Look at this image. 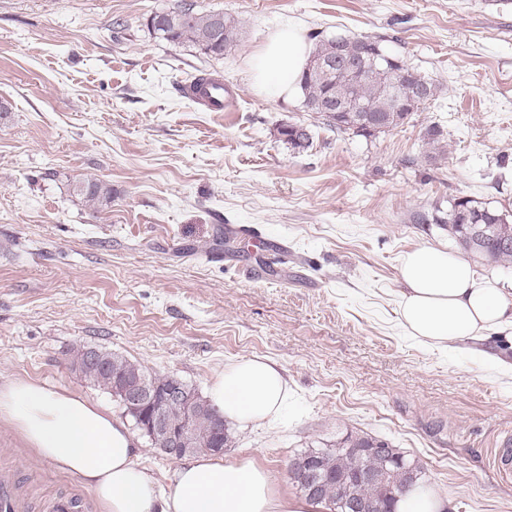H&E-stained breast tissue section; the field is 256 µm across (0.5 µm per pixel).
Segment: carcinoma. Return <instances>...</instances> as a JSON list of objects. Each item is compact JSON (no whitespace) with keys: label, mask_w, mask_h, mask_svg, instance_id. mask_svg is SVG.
<instances>
[{"label":"carcinoma","mask_w":512,"mask_h":512,"mask_svg":"<svg viewBox=\"0 0 512 512\" xmlns=\"http://www.w3.org/2000/svg\"><path fill=\"white\" fill-rule=\"evenodd\" d=\"M148 26L169 44L188 43L212 57L224 56V51L239 35L237 20L222 12L198 11L191 3L154 13ZM299 85L308 111L338 131H350L366 139L404 125L439 91L435 82L419 75L399 57L388 54L380 39L340 33L313 44ZM279 134L298 151L312 143L311 130L302 124L283 126ZM75 192L92 204L112 200V189L96 180L80 182ZM417 221L446 225L449 235L464 250L496 264H512V219L488 203L458 197L450 202L448 212L437 208L431 214H419ZM99 355L102 364L90 363L86 360V348L80 346L70 350L68 362L85 380L111 393L135 427L151 420L158 412L164 413L174 425L183 422L186 406L162 401L173 376L153 374L139 362L106 350H99ZM115 377L145 378L155 384L156 399L146 405L126 404L113 389ZM187 391L200 409L187 442V454L231 447L224 417L195 389L189 386ZM368 447L369 439L348 436L334 449H311L295 458L298 462L315 457L321 466L323 481L318 492L308 493L306 497L325 504L330 512H345L355 500L375 502V512H394L397 497L404 493L406 471L385 457H361L352 452L354 448ZM362 467L376 474L378 480L347 482Z\"/></svg>","instance_id":"cac0c4a2"}]
</instances>
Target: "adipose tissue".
Instances as JSON below:
<instances>
[{
	"label": "adipose tissue",
	"instance_id": "ef3b65f1",
	"mask_svg": "<svg viewBox=\"0 0 512 512\" xmlns=\"http://www.w3.org/2000/svg\"><path fill=\"white\" fill-rule=\"evenodd\" d=\"M310 46L303 28L283 24L251 55L250 78L268 97L290 99ZM398 319L419 342L441 348L512 330V292L479 275L461 257L419 245L399 259ZM288 380L261 358L225 365L208 388L210 403L245 428L279 420L288 407ZM0 418L34 453L80 475L101 512H320L321 505L280 490L253 461L215 453L182 460L167 488L135 461L134 439L111 413L80 395L37 380L0 384Z\"/></svg>",
	"mask_w": 512,
	"mask_h": 512
}]
</instances>
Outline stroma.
<instances>
[{
  "mask_svg": "<svg viewBox=\"0 0 512 512\" xmlns=\"http://www.w3.org/2000/svg\"><path fill=\"white\" fill-rule=\"evenodd\" d=\"M181 0H0V381L68 388L122 416L80 377L88 346L205 392L225 364L276 362L296 404L283 425L233 429L225 458L249 459L291 495L293 459L347 436L415 460L448 512H512V486L486 464L512 432V371L443 351L398 320L401 254H460L419 213L466 196L512 214V7L495 0H193L241 24L219 58L147 25ZM309 42L378 37L441 93L403 126L338 133L302 97L261 93L250 54L286 21ZM223 81L209 112L183 93ZM303 124L313 143L280 139ZM440 130L429 145L430 130ZM96 179L112 201L74 186ZM228 224L288 248L281 270ZM17 512L73 493L76 474L37 459L0 419V473ZM278 132L294 150H304L312 143L311 130L302 124H288L282 126ZM78 195L92 204H103L112 200V189L100 181L86 179L74 188Z\"/></svg>",
  "mask_w": 512,
  "mask_h": 512,
  "instance_id": "35a3bbf8",
  "label": "stroma"
}]
</instances>
